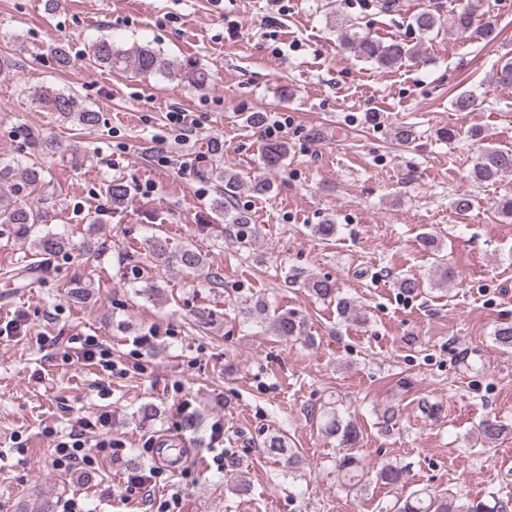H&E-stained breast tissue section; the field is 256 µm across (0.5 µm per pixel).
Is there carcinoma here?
Listing matches in <instances>:
<instances>
[{"instance_id": "carcinoma-1", "label": "carcinoma", "mask_w": 512, "mask_h": 512, "mask_svg": "<svg viewBox=\"0 0 512 512\" xmlns=\"http://www.w3.org/2000/svg\"><path fill=\"white\" fill-rule=\"evenodd\" d=\"M414 26L423 34L433 33L441 25L440 18L429 11H422L412 16ZM450 25L456 32L467 35L486 44L494 42L499 32L490 22L476 27L473 11L463 5L453 11L449 18ZM350 48L357 56L373 62L380 68H391L414 57V51L398 41L381 42L368 36L345 35ZM86 58L108 69L120 72L155 73L168 80L189 83L198 89H204L211 83V75L203 68L183 66L168 58L161 50L149 45H134L122 48L107 38H101L87 46ZM33 96L50 110L59 113L65 119L73 118L85 126H96L100 122L99 113L83 105L75 94H65L55 89L44 87ZM288 155V145L284 141L270 140L262 150V161L266 168L276 170L283 165ZM512 172V149L485 147L470 171L469 178L476 184L493 182L503 174ZM224 180V198L213 203L217 217L226 224L238 226L239 239L252 236L251 217L248 211L238 205H226L242 195H267L273 184L265 179L244 178L239 173L219 172ZM45 185L44 169L33 166H14L0 162V230L7 235L28 243L27 254L22 258V265L4 270V276L12 278L40 266V262L49 255L63 251L67 246L65 237L50 229H41L43 215L35 206V194ZM104 193L119 208L123 206L130 193L129 186L120 179H112L104 185ZM149 249L156 258L169 267H176L189 277H198L205 271V257L190 245L172 250L168 243L159 238L149 239ZM304 286L318 299L336 300V310L343 318H359L356 306L349 300L338 296L336 283L328 278L310 277L304 279ZM244 318L259 319L265 330L273 336L292 339L303 335L304 322L297 313L290 310L270 312L263 301H256L254 306L244 308ZM321 430L328 437H334L342 450L336 460L338 478L349 486L366 481L382 485L399 486L406 482L404 469L384 464L374 470L366 466L360 456L359 443L361 432L358 427L343 419L339 410L328 408L320 415ZM509 430V425L501 420H486L482 424L485 441L496 440ZM264 449L271 455L285 458L289 464L295 463L296 452L290 448L288 437L281 431H275L265 438ZM392 512H512L511 498H492L490 501L473 500L462 502L452 493L436 494L426 488L412 492L407 497L397 499Z\"/></svg>"}]
</instances>
